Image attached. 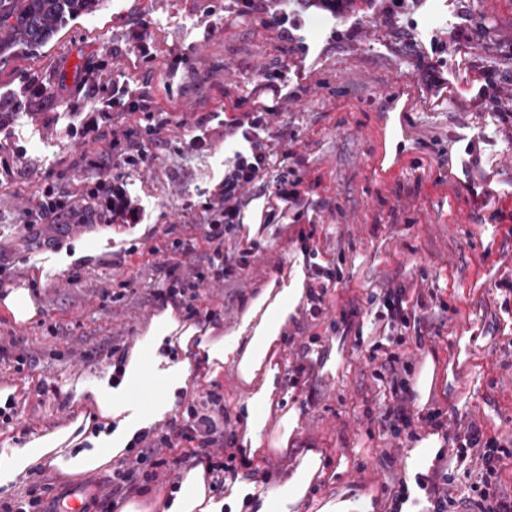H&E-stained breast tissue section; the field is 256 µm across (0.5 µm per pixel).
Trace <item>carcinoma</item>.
<instances>
[{
    "label": "carcinoma",
    "instance_id": "obj_1",
    "mask_svg": "<svg viewBox=\"0 0 512 512\" xmlns=\"http://www.w3.org/2000/svg\"><path fill=\"white\" fill-rule=\"evenodd\" d=\"M103 0H0V63L47 45L66 22Z\"/></svg>",
    "mask_w": 512,
    "mask_h": 512
}]
</instances>
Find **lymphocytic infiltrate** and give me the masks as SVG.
Masks as SVG:
<instances>
[{
    "mask_svg": "<svg viewBox=\"0 0 512 512\" xmlns=\"http://www.w3.org/2000/svg\"><path fill=\"white\" fill-rule=\"evenodd\" d=\"M277 112L274 105L240 98L231 100L229 113L224 118V136L236 146L230 165L224 172L223 182L216 186L201 208L185 203V213L200 210L205 220L203 233L173 240L169 258L158 264L166 285L153 289L155 300L173 303L187 309L190 317L200 316L209 323L217 319L216 311H199L197 303L209 284L235 281L251 266L255 248L229 250L225 240L240 231L252 191L278 202L277 207L262 215V223L270 224L285 216L298 223L307 216L310 204L301 191L304 183L302 155L293 148L280 153L272 149L271 118ZM127 208L121 190L112 184L110 172L103 169L90 190L66 196L45 190L35 206L27 209L18 234L27 237L34 226L61 219L110 224L124 216ZM382 305L383 310L376 320L381 324L383 335L395 338L400 344L411 335L416 344H423L429 328L428 304L424 298H409L406 286L399 283L384 291ZM399 361L397 354H388L373 373L375 380L386 385L383 395L387 406L382 423L395 437L412 428L415 420L409 405L408 383L397 368ZM187 414L185 424L172 427L158 441L146 443L136 458L121 461L112 472L113 494L137 491L142 479L157 480V470L164 465L157 457L160 449L182 448L183 453L175 464L186 468L197 464L198 449L221 450L226 440L232 439V418L222 396L207 393L200 405L188 408ZM451 441L455 446L452 464L435 465L430 474L419 475L417 479V486L424 491L427 501L425 512H512V495L499 490L507 448L473 422H456ZM452 465L467 473L476 472V480L468 491H452L448 474Z\"/></svg>",
    "mask_w": 512,
    "mask_h": 512,
    "instance_id": "obj_1",
    "label": "lymphocytic infiltrate"
}]
</instances>
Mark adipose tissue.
Returning <instances> with one entry per match:
<instances>
[{"mask_svg":"<svg viewBox=\"0 0 512 512\" xmlns=\"http://www.w3.org/2000/svg\"><path fill=\"white\" fill-rule=\"evenodd\" d=\"M304 278L303 271L298 269L289 285L278 288L270 283L261 288L237 328L215 339L200 338L199 328L184 322L173 305H165L152 316L141 342L130 351L118 386L105 380L93 385L80 382L74 388L75 401L88 404L100 418L116 421V428L99 431L90 448L79 447L71 426L32 435L21 447L7 441L0 443V494L20 489L40 469L73 476L98 470L124 457L142 431L163 422L174 410L177 395L186 389L192 374L191 351L195 348L205 352L213 372H220L223 365H232L238 378L251 386V393L240 401L245 425L242 461L247 468H262L267 458L263 432L279 372L278 342L304 302ZM165 342L178 347L184 357L162 376V392L149 407L130 412L128 398L142 385L146 352L159 349ZM208 469V464L201 463L185 471L171 492L169 505L162 507L161 512H221L226 503L234 512H243L249 505L245 484L235 485L225 503L215 502L208 493ZM323 473L322 452L306 449L297 456L287 478L268 488L258 512H296L305 502L312 481Z\"/></svg>","mask_w":512,"mask_h":512,"instance_id":"ef3b65f1","label":"adipose tissue"}]
</instances>
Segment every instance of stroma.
I'll list each match as a JSON object with an SVG mask.
<instances>
[{
    "mask_svg": "<svg viewBox=\"0 0 512 512\" xmlns=\"http://www.w3.org/2000/svg\"><path fill=\"white\" fill-rule=\"evenodd\" d=\"M388 0H355L331 18L321 4L303 8L294 42L282 40L260 16L238 17L237 0H105L70 21L39 52L0 64V278L18 282L28 263H40L36 285L40 316L17 327L0 311V344L19 339L36 360L16 371L0 362V388L15 391L12 423L0 442L23 445L31 435L71 425L82 413L69 387L99 382L120 354L140 339L158 310L149 291L160 273L153 245L198 232L199 217L185 201L202 204L224 178L233 155L224 141V98L256 90L255 72L280 73L285 93L272 126L275 145L298 134L313 194L324 200L316 232L302 243L293 224L273 223L255 236L258 257L239 281L203 290L199 309L221 318L222 335L234 329L250 299L271 276L290 277L302 250L319 249V263L335 262L345 281L329 290L322 316L298 317L278 360L277 400L296 409L300 426L293 450L322 449L330 465L350 462L337 486L376 494V512H389L404 456L382 460L398 441L384 432L383 396L367 354L376 339L337 331L342 310L368 314L370 294L388 282L410 294L435 290L429 317L439 334L398 352L420 372L434 361L436 380L420 414L459 412L512 449V124L479 97V73L490 54L512 51V0H404L397 25L386 22ZM487 28L489 42L457 44L461 23ZM447 44L439 84L428 86L420 66L433 58L430 39ZM125 101L150 94L176 124L152 132L143 113L110 104L112 89ZM404 112H396L399 99ZM151 145L148 169L118 167L126 195L139 209L128 224H67L52 240L37 236L19 256L17 226L46 187L67 194L93 187L95 174L82 153L112 161V134ZM398 154L389 170L379 158L387 137ZM95 251L68 261L65 250ZM78 281H70V274ZM134 288H126L127 280ZM59 335H51L50 327ZM320 352L307 384L291 386L300 345ZM338 357L328 370L324 357ZM168 424L187 419L189 404L206 392L223 395L235 411L248 389L231 367L217 378L194 369ZM337 486L316 481L311 496L326 499Z\"/></svg>",
    "mask_w": 512,
    "mask_h": 512,
    "instance_id": "stroma-1",
    "label": "stroma"
}]
</instances>
